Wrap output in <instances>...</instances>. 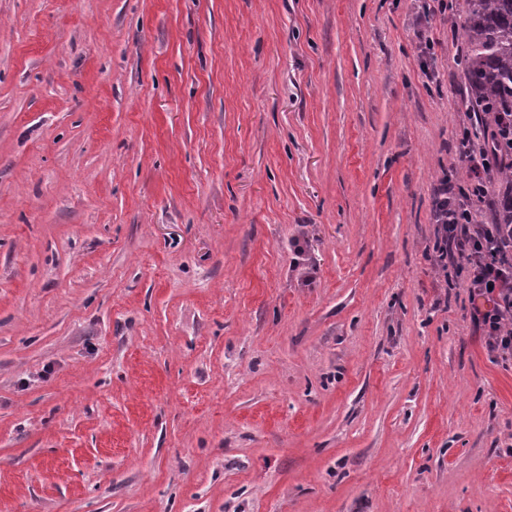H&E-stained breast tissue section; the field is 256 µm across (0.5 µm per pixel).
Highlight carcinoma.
I'll use <instances>...</instances> for the list:
<instances>
[{
	"instance_id": "obj_1",
	"label": "carcinoma",
	"mask_w": 512,
	"mask_h": 512,
	"mask_svg": "<svg viewBox=\"0 0 512 512\" xmlns=\"http://www.w3.org/2000/svg\"><path fill=\"white\" fill-rule=\"evenodd\" d=\"M465 2L454 35L467 47L463 73L472 110L489 119L474 137L503 153L490 187L497 199L491 223L512 224V148L502 137L512 120V0Z\"/></svg>"
}]
</instances>
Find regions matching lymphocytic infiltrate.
Listing matches in <instances>:
<instances>
[{
	"instance_id": "f902f5d3",
	"label": "lymphocytic infiltrate",
	"mask_w": 512,
	"mask_h": 512,
	"mask_svg": "<svg viewBox=\"0 0 512 512\" xmlns=\"http://www.w3.org/2000/svg\"><path fill=\"white\" fill-rule=\"evenodd\" d=\"M460 154L469 162V185L454 192L443 182L436 190L434 264L446 283L463 280L472 295L486 300L473 323L488 351L506 362L512 360V225L463 219L470 195L486 193L493 167L486 152L466 146Z\"/></svg>"
}]
</instances>
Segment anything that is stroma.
I'll return each instance as SVG.
<instances>
[{"mask_svg":"<svg viewBox=\"0 0 512 512\" xmlns=\"http://www.w3.org/2000/svg\"><path fill=\"white\" fill-rule=\"evenodd\" d=\"M432 2L0 0V512H512Z\"/></svg>","mask_w":512,"mask_h":512,"instance_id":"obj_1","label":"stroma"}]
</instances>
